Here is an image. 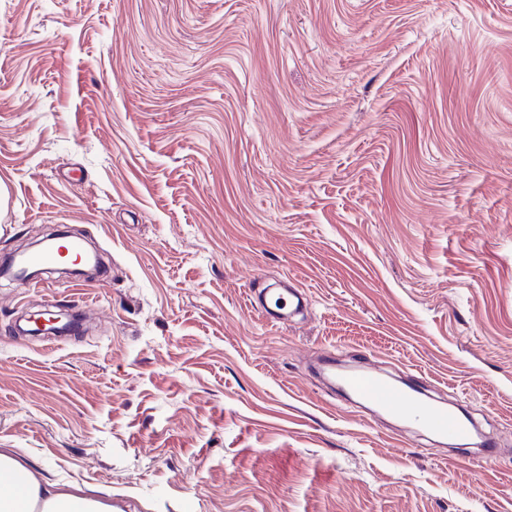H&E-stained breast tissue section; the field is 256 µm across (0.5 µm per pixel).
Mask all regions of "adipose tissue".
Returning <instances> with one entry per match:
<instances>
[{"label": "adipose tissue", "mask_w": 512, "mask_h": 512, "mask_svg": "<svg viewBox=\"0 0 512 512\" xmlns=\"http://www.w3.org/2000/svg\"><path fill=\"white\" fill-rule=\"evenodd\" d=\"M0 512H112V506L61 490L15 457L0 454Z\"/></svg>", "instance_id": "ef3b65f1"}]
</instances>
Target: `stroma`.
I'll list each match as a JSON object with an SVG mask.
<instances>
[{"label":"stroma","instance_id":"stroma-1","mask_svg":"<svg viewBox=\"0 0 512 512\" xmlns=\"http://www.w3.org/2000/svg\"><path fill=\"white\" fill-rule=\"evenodd\" d=\"M0 187V257L107 262L0 278L1 453L112 512H512V0H0ZM58 306L76 334L16 331ZM339 378L365 408L406 417L429 434L460 445L470 439L464 420L448 407L423 399L412 386L402 387L377 372L349 371Z\"/></svg>","mask_w":512,"mask_h":512}]
</instances>
